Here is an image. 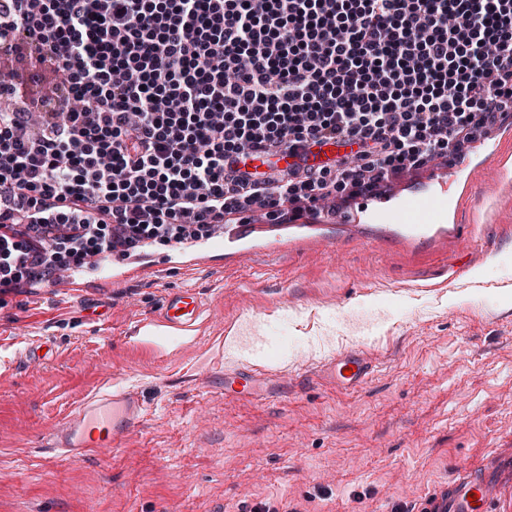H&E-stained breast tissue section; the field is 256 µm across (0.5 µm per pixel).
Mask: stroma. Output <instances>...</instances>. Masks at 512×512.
Listing matches in <instances>:
<instances>
[{
    "label": "stroma",
    "instance_id": "35a3bbf8",
    "mask_svg": "<svg viewBox=\"0 0 512 512\" xmlns=\"http://www.w3.org/2000/svg\"><path fill=\"white\" fill-rule=\"evenodd\" d=\"M461 235L410 243L348 194L316 230L236 259L201 239L144 244L83 288L0 294V337L50 338L46 362L0 368V512H393L458 472L485 471L512 512V136L465 138ZM204 313L185 338L142 336L173 289ZM346 349L373 372L320 378ZM293 373L285 397L225 395L224 373ZM138 389L147 413L109 457L57 460L43 437L96 389ZM324 373L336 388L348 391L363 386L369 379L373 367L362 353L356 350L337 354L323 365ZM350 371V375L345 374Z\"/></svg>",
    "mask_w": 512,
    "mask_h": 512
}]
</instances>
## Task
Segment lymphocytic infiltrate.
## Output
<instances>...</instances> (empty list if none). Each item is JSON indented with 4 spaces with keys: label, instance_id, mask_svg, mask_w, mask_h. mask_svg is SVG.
<instances>
[{
    "label": "lymphocytic infiltrate",
    "instance_id": "lymphocytic-infiltrate-1",
    "mask_svg": "<svg viewBox=\"0 0 512 512\" xmlns=\"http://www.w3.org/2000/svg\"><path fill=\"white\" fill-rule=\"evenodd\" d=\"M0 289L285 220L512 112V0H0ZM315 172L240 171L326 139Z\"/></svg>",
    "mask_w": 512,
    "mask_h": 512
}]
</instances>
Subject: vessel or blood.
I'll use <instances>...</instances> for the list:
<instances>
[{"label": "vessel or blood", "instance_id": "vessel-or-blood-1", "mask_svg": "<svg viewBox=\"0 0 512 512\" xmlns=\"http://www.w3.org/2000/svg\"><path fill=\"white\" fill-rule=\"evenodd\" d=\"M356 144L348 139L322 141L305 151L283 152L277 158L278 168L298 166L315 171L333 164L337 159L355 154ZM450 196L440 188L403 200L387 210L383 223L408 236L429 239L442 231L441 219L448 211ZM202 313V299L194 290L174 289L168 292L156 317L143 320L145 335H157L159 328L169 331L193 329ZM323 370L338 389L348 391L363 386L373 367L356 350L337 354L327 361ZM224 390L241 397L267 399L287 394L288 381L271 378L252 368H241L224 376ZM147 411L139 393L132 389L102 391L85 399L45 439V449L60 459L74 460L95 451L105 455L118 448L125 434L137 426ZM416 512H501L490 486L480 471L457 474L449 495H431Z\"/></svg>", "mask_w": 512, "mask_h": 512}]
</instances>
